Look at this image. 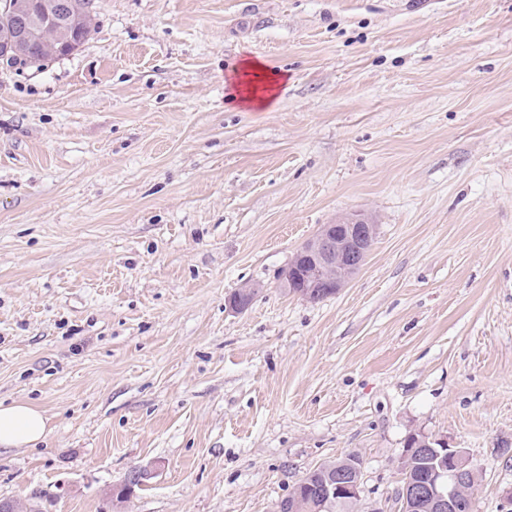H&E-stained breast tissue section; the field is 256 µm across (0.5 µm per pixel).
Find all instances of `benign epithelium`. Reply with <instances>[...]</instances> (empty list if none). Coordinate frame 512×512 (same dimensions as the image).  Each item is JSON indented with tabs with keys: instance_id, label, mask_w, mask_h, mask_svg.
<instances>
[{
	"instance_id": "7a95c632",
	"label": "benign epithelium",
	"mask_w": 512,
	"mask_h": 512,
	"mask_svg": "<svg viewBox=\"0 0 512 512\" xmlns=\"http://www.w3.org/2000/svg\"><path fill=\"white\" fill-rule=\"evenodd\" d=\"M14 17V37L5 43L0 60L20 54L36 38L38 25L33 5L6 0ZM377 235V225L369 218L355 214L334 224H324L315 237L304 243L277 275L279 286L296 289L305 299L322 293L331 295L344 288L365 263ZM256 289L245 286L227 300L228 307L236 312L246 310L253 301ZM423 446L430 451L432 465L430 477L425 482L408 478L400 490L405 512H413L420 502L427 500L433 512H468L465 497L459 489L467 483L469 457L460 448L448 447L445 438L421 435ZM152 477L149 468H135L124 482L112 488V493L128 500L135 489ZM324 490L338 500H352L359 496L360 481L348 466L328 470ZM40 491L35 489L28 496L29 503L17 500L0 501V512H25V507L39 508Z\"/></svg>"
}]
</instances>
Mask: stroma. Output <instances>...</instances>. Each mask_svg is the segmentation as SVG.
<instances>
[{
  "label": "stroma",
  "mask_w": 512,
  "mask_h": 512,
  "mask_svg": "<svg viewBox=\"0 0 512 512\" xmlns=\"http://www.w3.org/2000/svg\"><path fill=\"white\" fill-rule=\"evenodd\" d=\"M47 66L0 64V498L52 512H275L358 455L397 512L409 435L512 489V0H95ZM263 58L272 107L227 84ZM378 226L320 302L276 276ZM253 286L250 307L226 301ZM140 466L127 502L108 495ZM377 227L361 214L322 225L278 272L279 286L291 291L300 288L292 292L308 300L319 293L337 294L365 263ZM49 420L39 410L24 402L0 404V447L20 448L43 441Z\"/></svg>",
  "instance_id": "stroma-1"
}]
</instances>
